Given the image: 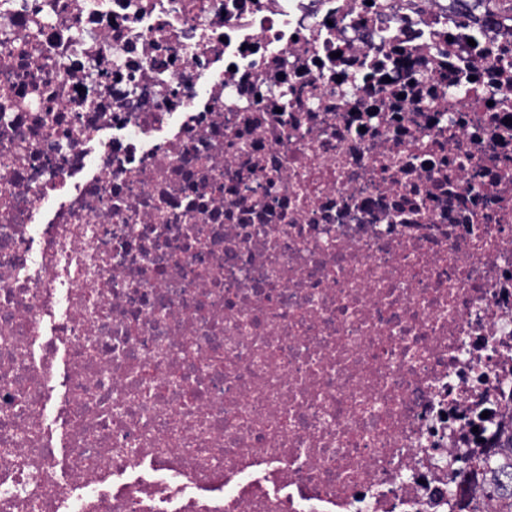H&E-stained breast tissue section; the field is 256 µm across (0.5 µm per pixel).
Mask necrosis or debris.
<instances>
[{
    "mask_svg": "<svg viewBox=\"0 0 512 512\" xmlns=\"http://www.w3.org/2000/svg\"><path fill=\"white\" fill-rule=\"evenodd\" d=\"M512 418V15L0 0V512H458Z\"/></svg>",
    "mask_w": 512,
    "mask_h": 512,
    "instance_id": "4bbe7bcc",
    "label": "necrosis or debris"
}]
</instances>
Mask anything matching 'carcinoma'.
I'll list each match as a JSON object with an SVG mask.
<instances>
[{
	"instance_id": "carcinoma-1",
	"label": "carcinoma",
	"mask_w": 512,
	"mask_h": 512,
	"mask_svg": "<svg viewBox=\"0 0 512 512\" xmlns=\"http://www.w3.org/2000/svg\"><path fill=\"white\" fill-rule=\"evenodd\" d=\"M500 451L503 460L488 454L475 460L466 461L465 468L459 470L460 475L471 482H480V496L475 502L467 503V512H512V493L506 495L501 492L499 474L506 469H512V424L501 431Z\"/></svg>"
}]
</instances>
